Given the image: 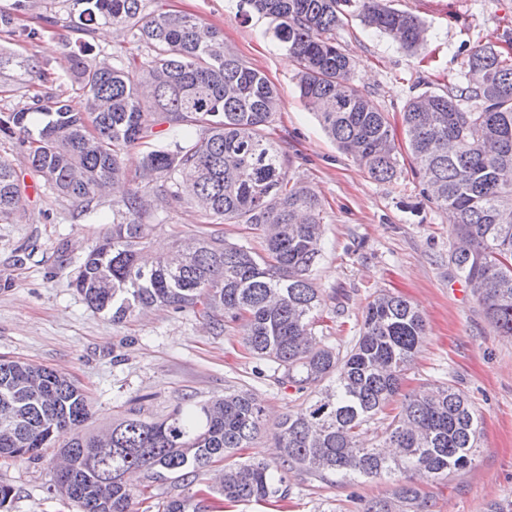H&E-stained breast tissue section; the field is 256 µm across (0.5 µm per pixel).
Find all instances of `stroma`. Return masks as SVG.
Instances as JSON below:
<instances>
[{"mask_svg": "<svg viewBox=\"0 0 512 512\" xmlns=\"http://www.w3.org/2000/svg\"><path fill=\"white\" fill-rule=\"evenodd\" d=\"M145 2L148 11L190 14L218 29L225 49L279 90L282 103L268 136L291 157V178L312 187L323 208L314 278L325 302L317 337L328 345H347L375 295H402L422 312L427 331L405 372L403 392L446 383L481 413L480 448L472 465L427 487L433 512H490L494 506L512 512V337L494 330L449 266L451 217L424 199L402 124L411 97L465 84L473 51L489 44L505 49L512 0H387L425 23L427 43L416 53L366 29L358 17L360 4H352V18L334 38L352 60L354 86L388 115L398 159L389 182L374 179L326 136L300 96L296 63L274 38L268 19L239 13L238 0ZM15 13L16 27L37 33L11 43L36 65L26 81L29 92L59 96L76 109L83 98L63 65L79 43L90 44L93 57L116 66L148 57L132 36L111 27L75 31L67 0H28L26 9ZM26 155L17 137L0 134V156L16 161L21 182L35 187L24 193L13 223H0V356L72 376L91 399L93 415L85 427L95 433L135 403L145 417L160 418L183 401L200 403L228 388L251 389L263 400L266 415L242 455L276 461L279 423L300 404L299 394L277 383L272 363L250 355L237 331H216L202 315L155 308L117 324L91 312L69 282L111 226L114 198L102 196L93 211H82L42 186ZM206 229L196 209L160 203L150 248L166 251L178 237ZM56 458L53 448L36 461L0 458V484L15 491L10 512H77L55 490ZM129 481L141 490L131 512H159L163 501L187 491L172 479L148 489L141 475ZM288 485L284 506L242 502L228 512H363L366 501L387 493L390 481L330 483L293 471Z\"/></svg>", "mask_w": 512, "mask_h": 512, "instance_id": "obj_1", "label": "stroma"}]
</instances>
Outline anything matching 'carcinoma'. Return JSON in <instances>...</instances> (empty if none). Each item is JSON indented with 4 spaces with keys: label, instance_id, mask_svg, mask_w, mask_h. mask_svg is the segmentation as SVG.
<instances>
[{
    "label": "carcinoma",
    "instance_id": "obj_1",
    "mask_svg": "<svg viewBox=\"0 0 512 512\" xmlns=\"http://www.w3.org/2000/svg\"><path fill=\"white\" fill-rule=\"evenodd\" d=\"M79 29L108 24L150 51L142 66L116 67L66 54L84 111L35 95L4 116L0 132L28 146L33 171L57 195L90 207L123 178L128 150L166 123L169 145L139 160L142 188L112 204V228L86 255L70 285L88 309L121 323L146 308L193 311L214 326L237 324L246 350L277 364V381L303 397L283 418L275 463L238 456L258 435L264 407L250 389L178 405L158 420L136 408L103 434L82 430L91 401L66 373L0 358V457L35 459L65 434L59 455L67 476L58 494L81 512H130L135 490L180 475L197 489L163 502L162 512H216L224 503L283 502L287 475L299 471L345 483L394 477L365 512H432L423 483L469 467L481 416L454 387L404 396L381 448L361 428L399 393L404 370L426 336L422 313L406 298L380 293L366 307L358 335L344 349L320 345L314 333L322 304L312 271L321 252L317 193L288 178L290 158L267 140L279 110L278 90L258 69L224 50V37L202 20L172 11L145 13V0H70ZM270 19L274 37L294 57L301 97L338 148L375 179L397 173L384 112L351 83L350 58L328 37L344 25L351 0H241ZM365 27L416 51L427 38L418 17L363 0ZM32 60L0 49V79L18 91ZM466 86L411 98L403 123L424 198L452 211L448 264L471 289L498 333L512 336V56L493 46L471 53ZM477 107L464 110L462 100ZM193 125L197 135L181 133ZM199 209L211 224H246L263 249L229 243L220 233L181 238L169 255L147 256L154 198ZM19 175L0 157V221L21 204ZM224 460L222 479L208 478Z\"/></svg>",
    "mask_w": 512,
    "mask_h": 512
}]
</instances>
